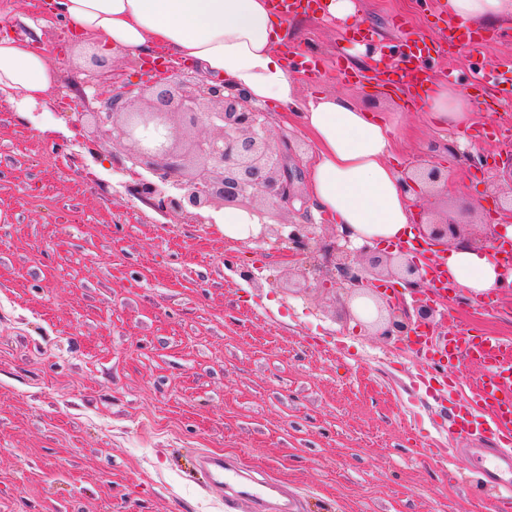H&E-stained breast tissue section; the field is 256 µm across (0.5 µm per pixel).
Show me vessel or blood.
<instances>
[{
  "label": "vessel or blood",
  "instance_id": "vessel-or-blood-1",
  "mask_svg": "<svg viewBox=\"0 0 512 512\" xmlns=\"http://www.w3.org/2000/svg\"><path fill=\"white\" fill-rule=\"evenodd\" d=\"M271 3L276 14L289 17L300 14L317 17L325 12L324 0H271ZM490 39V34L482 29L465 31L460 23L449 22L444 42L431 45L423 40L404 41L397 61L388 64L380 79L419 95L431 79L432 57L460 44L477 52ZM440 348V354L433 357L436 367L432 374L458 404L456 416L448 422V434L455 438L478 432L494 435V454L500 465L485 471L484 476L499 495L501 512H512V341L484 333L470 336L454 332ZM468 360L479 364L482 376L474 386L464 390L449 376L448 367ZM196 463L208 475L211 488L224 492V505L231 512L243 505L251 512H291L293 508L292 500L286 499L276 484L255 481L223 455L203 451Z\"/></svg>",
  "mask_w": 512,
  "mask_h": 512
}]
</instances>
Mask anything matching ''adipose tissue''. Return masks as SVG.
Here are the masks:
<instances>
[{
	"label": "adipose tissue",
	"mask_w": 512,
	"mask_h": 512,
	"mask_svg": "<svg viewBox=\"0 0 512 512\" xmlns=\"http://www.w3.org/2000/svg\"><path fill=\"white\" fill-rule=\"evenodd\" d=\"M450 18L496 27L512 20V0H445ZM54 12L83 35L102 38L98 53L133 55L163 49L204 74L243 92L249 101L276 102L296 118L314 145L308 193L317 210L334 216L357 243L400 245L414 238L416 195L405 192L390 163L394 123L327 91L302 93L282 58L291 18L276 17L269 0H54ZM31 38L0 39V96L20 111L45 105L64 70L34 51ZM422 111L446 126L467 122L475 99L435 83ZM448 275L461 289L483 296L500 288L490 252L449 247Z\"/></svg>",
	"instance_id": "1"
}]
</instances>
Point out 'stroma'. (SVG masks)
Here are the masks:
<instances>
[{"instance_id": "1", "label": "stroma", "mask_w": 512, "mask_h": 512, "mask_svg": "<svg viewBox=\"0 0 512 512\" xmlns=\"http://www.w3.org/2000/svg\"><path fill=\"white\" fill-rule=\"evenodd\" d=\"M345 22L310 18L293 28L317 59L318 88L349 97L378 117L396 116L399 172L432 160L450 195L435 211L475 213L480 224L511 221L495 200L506 187V156L493 139L472 143L466 127L439 126L387 90L348 81L335 57L362 71L347 36L371 28L377 41L443 42L448 14L435 0H355ZM412 17L406 34L392 28ZM36 51L69 66L48 104L19 111L0 100V512H225L205 486L197 452L237 459L255 480L274 479L298 512H499L494 491L469 487L488 467L493 439L444 442L447 394L416 387L397 369L404 337L383 336L339 289L288 284L285 245L239 246L212 223L171 224L125 193V175L99 162L74 131L62 97L101 110L108 90L87 88L94 63L60 23L38 20ZM484 55L441 56L433 73H459L465 93L488 64L512 59V26ZM298 168L305 192L312 145L298 121L261 105ZM283 219L321 224L307 257L327 278L330 218L294 202ZM260 278L254 288L237 270ZM484 313L466 292L440 302L436 332L486 330L512 339V288Z\"/></svg>"}]
</instances>
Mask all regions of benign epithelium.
Wrapping results in <instances>:
<instances>
[{
    "label": "benign epithelium",
    "mask_w": 512,
    "mask_h": 512,
    "mask_svg": "<svg viewBox=\"0 0 512 512\" xmlns=\"http://www.w3.org/2000/svg\"><path fill=\"white\" fill-rule=\"evenodd\" d=\"M199 125L214 134L189 135ZM75 126L99 160L96 144L101 140L126 150L122 158L112 155V166L129 176L125 191L174 223L206 224L212 222L207 216L211 210L242 209L260 222V232L249 241L274 237L288 245L293 261L320 241L314 224L269 223L274 213L300 199L288 154L274 140L263 113L202 74L187 79L170 70L167 77L152 78L143 86H116L101 111L78 113ZM402 183L416 194L422 184L431 194L448 195V176L436 166L417 167L405 173ZM418 228L430 240L453 242L465 226L447 216ZM327 253L334 260L332 279L311 283L299 265L302 288H344L354 297L372 300L385 336H411L421 326H434L437 308L427 298L430 289L417 261L389 254L365 265L337 244ZM386 278L404 285L412 306L380 291L379 283Z\"/></svg>",
    "instance_id": "7a95c632"
}]
</instances>
